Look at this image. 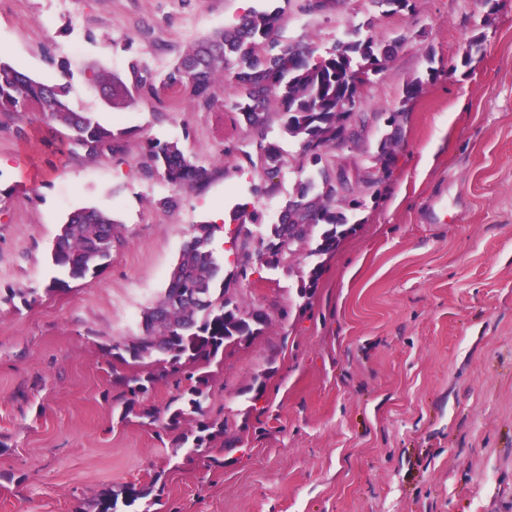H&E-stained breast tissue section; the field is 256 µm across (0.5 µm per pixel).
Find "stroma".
Instances as JSON below:
<instances>
[{
  "label": "stroma",
  "mask_w": 512,
  "mask_h": 512,
  "mask_svg": "<svg viewBox=\"0 0 512 512\" xmlns=\"http://www.w3.org/2000/svg\"><path fill=\"white\" fill-rule=\"evenodd\" d=\"M285 4L283 41L325 51L353 30L395 50L364 92L361 138L336 160L360 183L405 109L397 156L356 224L320 261L260 269L237 285L267 325L208 372L205 408L223 437L198 452L177 428L125 415L112 346L141 336L184 244L212 205L249 204L272 224L301 179L300 147L271 102L263 130L189 88L115 110L91 68L136 60L166 72L188 46L270 0H0V60L53 81L121 135L119 152L60 153L45 114L0 115V512H98L110 491L144 496L116 512H512V0ZM436 68L428 79V68ZM423 78L404 100L408 81ZM278 144L266 175L225 147ZM175 141L207 171L183 189L144 171L147 145ZM265 183L256 196L252 185ZM177 198L176 207H159ZM109 212L123 240L102 271L70 278L52 261L70 212ZM319 267L314 295L298 285Z\"/></svg>",
  "instance_id": "35a3bbf8"
}]
</instances>
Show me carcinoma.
<instances>
[{
  "mask_svg": "<svg viewBox=\"0 0 512 512\" xmlns=\"http://www.w3.org/2000/svg\"><path fill=\"white\" fill-rule=\"evenodd\" d=\"M385 12L396 14L414 10L415 0H374ZM282 14L253 11L230 29L192 46L163 76L154 75L139 62H131L121 77L91 71L89 79L98 86L113 108H125L141 95H156L158 87L191 89L203 102L210 99V88L221 78L230 80L232 95L228 108L243 113L247 124L259 128L265 123L270 95L276 94L286 116L285 131L301 144L300 171L307 178L298 183L297 197L281 211L279 222L264 229L256 212L243 205L232 214L237 223L234 235L235 259L230 275L221 287H214L220 266L210 249L216 224H201L187 241L171 273L165 291L143 314V335L131 344L116 343V357L135 362L158 356L156 363L165 374H180L189 364L210 363L229 347L249 342L263 333L267 316L252 306L231 284L245 280L257 265H263L256 242L277 245L272 269L291 268L302 249L306 256H320L336 249L340 241L356 230L349 223L347 209L363 206L360 197L374 193L377 180L368 177L359 187L336 184V162L331 152L336 142V124L358 122L361 116L351 110L343 116L337 103L353 94L356 84L371 87L393 52L373 37L338 41L323 55L306 42H285L280 38ZM68 83L37 80L24 71L0 61V113L11 115L35 108L66 131V149L88 159L112 154L120 149L119 136L88 112L73 108ZM243 154L253 167L266 174L278 171L283 154L275 143L259 139L255 152L240 146L227 153ZM146 173L158 174L183 188L200 186L205 169L195 165L176 142L155 141L148 145ZM254 224L250 228L247 223ZM121 242L112 215L86 207L71 212L58 234L54 264L69 270L73 278L97 273L112 260L115 244ZM196 379L179 405L171 409L169 421L179 424L196 416L200 435L193 447L201 448L202 433L211 429L224 432V424L203 419L202 386L208 376ZM132 502L143 495L135 485L99 502L98 512H113L119 496Z\"/></svg>",
  "mask_w": 512,
  "mask_h": 512,
  "instance_id": "obj_1",
  "label": "carcinoma"
}]
</instances>
